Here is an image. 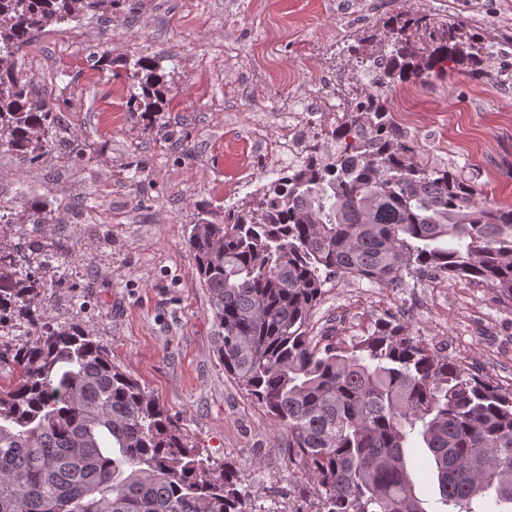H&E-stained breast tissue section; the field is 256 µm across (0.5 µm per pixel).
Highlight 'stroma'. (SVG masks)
Returning <instances> with one entry per match:
<instances>
[{
    "label": "stroma",
    "mask_w": 512,
    "mask_h": 512,
    "mask_svg": "<svg viewBox=\"0 0 512 512\" xmlns=\"http://www.w3.org/2000/svg\"><path fill=\"white\" fill-rule=\"evenodd\" d=\"M416 11L438 25L464 21L512 55V0H151L137 19L117 12L52 27L35 40L37 56L19 59L72 100L63 133L82 143L83 156L25 165L0 146V207L13 219L0 248L19 266L48 264L40 323L79 327L110 349L194 448L233 465L258 512H318V488L289 451L287 429L219 364L190 226L201 206L218 213L250 201L253 188L228 196L224 184L238 174L252 124L319 95L320 70L343 74L348 97H358L367 84L347 51L356 33ZM141 53L159 57L165 80L148 133L113 107L132 92L125 60ZM73 54L78 67L58 68ZM502 66L491 60L494 76L483 82L456 69L405 90L393 85L383 99L393 110L409 94L405 136L417 154L512 206V75ZM85 68L96 81L84 80ZM26 197L48 203L51 221L25 223ZM388 315L471 373L512 388V302L483 284L443 277L392 289L338 279L310 329L347 346ZM405 457L427 512H440L428 449L413 440Z\"/></svg>",
    "instance_id": "35a3bbf8"
}]
</instances>
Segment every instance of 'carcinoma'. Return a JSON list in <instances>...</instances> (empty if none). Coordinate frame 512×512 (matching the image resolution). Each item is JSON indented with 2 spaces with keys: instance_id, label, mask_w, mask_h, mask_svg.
I'll use <instances>...</instances> for the list:
<instances>
[{
  "instance_id": "obj_1",
  "label": "carcinoma",
  "mask_w": 512,
  "mask_h": 512,
  "mask_svg": "<svg viewBox=\"0 0 512 512\" xmlns=\"http://www.w3.org/2000/svg\"><path fill=\"white\" fill-rule=\"evenodd\" d=\"M145 0H0V146L24 164L50 153L77 158L60 136L61 105L35 90L17 64L31 38L54 25ZM378 46L376 85L441 78L458 66L492 76L495 42L461 23L440 31L427 14L383 22L355 37ZM159 62L141 56L131 76L132 115L156 109ZM342 149L258 189L220 218L202 207L189 245L210 295L224 373L288 429L320 491V512H427L405 448L418 435L432 455L446 512H479L481 499L512 505V388L469 372L401 322L379 319L342 348L309 336L314 308L335 278L388 288L443 274L478 281L512 300V207L481 197L447 168L413 160L412 148L372 93L331 133ZM45 224L43 202L25 203ZM49 268L21 272L0 250V320L34 327L9 353L18 376L0 386V512H254L242 479L192 448L112 352L76 326L38 325Z\"/></svg>"
}]
</instances>
